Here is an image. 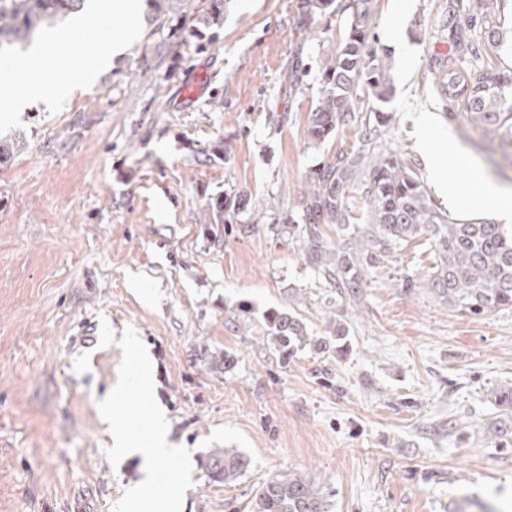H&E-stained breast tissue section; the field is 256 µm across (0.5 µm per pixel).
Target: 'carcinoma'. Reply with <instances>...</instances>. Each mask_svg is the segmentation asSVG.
Listing matches in <instances>:
<instances>
[{
  "label": "carcinoma",
  "mask_w": 512,
  "mask_h": 512,
  "mask_svg": "<svg viewBox=\"0 0 512 512\" xmlns=\"http://www.w3.org/2000/svg\"><path fill=\"white\" fill-rule=\"evenodd\" d=\"M85 0H0V47L28 42L36 31L54 26L84 8ZM188 0H147L148 21L184 9ZM375 0H352L351 19L335 56L322 68V88L309 116L307 137L319 145L340 130L359 126L365 138L355 154L339 153L310 171L311 190L300 199L304 223L292 228L302 235L308 260L340 293L355 295L363 287L368 268L380 258L423 237L434 252L435 264L427 287L444 303L463 312L483 315L512 307V232L492 222H461L448 217L434 203L415 171L395 153L373 155L366 145L391 116L355 108L363 89L380 102L393 91L390 68L372 51L371 26ZM471 25L481 31L485 49L503 41L497 0H457ZM441 96L464 107L468 124L512 146V70H473L466 55L438 63ZM361 193L367 208L353 214L346 197ZM245 189L228 190L209 200L212 220L224 231L259 230V222L239 224L238 215L250 203ZM330 224L341 232L335 247L322 232ZM349 329L333 317L324 334L314 335L299 315L272 309L264 315V334L274 349L288 358L306 347L318 354L344 353ZM250 460L235 448H215L205 461L209 477L236 482ZM255 512H328L325 499L311 480L297 472H283L262 485Z\"/></svg>",
  "instance_id": "1"
}]
</instances>
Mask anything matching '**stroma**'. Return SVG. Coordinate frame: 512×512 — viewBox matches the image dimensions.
Instances as JSON below:
<instances>
[{"label": "stroma", "instance_id": "35a3bbf8", "mask_svg": "<svg viewBox=\"0 0 512 512\" xmlns=\"http://www.w3.org/2000/svg\"><path fill=\"white\" fill-rule=\"evenodd\" d=\"M350 0L309 15L305 0H223L216 35L194 37L209 0L144 25L95 83L63 109L22 113L0 164V512H123L141 456H117L126 417L164 410L169 440L188 456L155 467L157 490L185 475L180 512H251L263 482L297 471L329 512H512V411L492 392L512 388V309L470 315L426 286L434 263L411 241L370 270L356 296L337 295L285 226L213 239L209 199L247 190L298 216L311 169L358 148L360 130L318 146L306 132L322 87L319 66L342 43ZM456 0H407L403 46L384 29L396 0H376V55L395 92L377 150L398 151L450 217L495 221L477 202H448L434 182L419 120L462 145L471 168L512 190V164L463 110L442 98L436 59L479 44L448 35ZM294 72L296 85L280 82ZM233 305L246 322L224 320ZM299 314L312 333L339 314L348 350L281 361L261 315ZM152 358L153 397L98 405L134 369L126 339ZM233 353L232 371L213 364ZM504 435L497 436L493 427ZM213 448L251 464L235 483L209 478Z\"/></svg>", "mask_w": 512, "mask_h": 512}]
</instances>
